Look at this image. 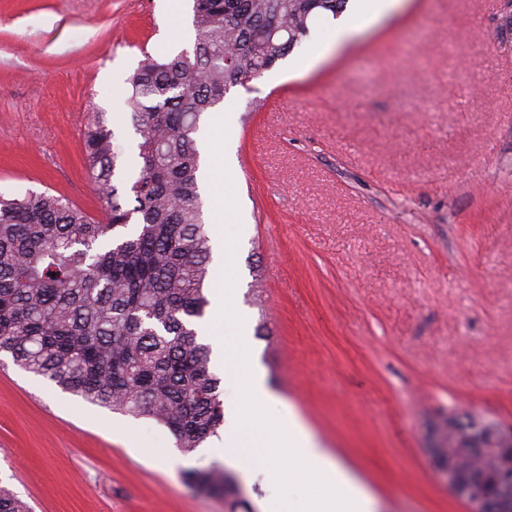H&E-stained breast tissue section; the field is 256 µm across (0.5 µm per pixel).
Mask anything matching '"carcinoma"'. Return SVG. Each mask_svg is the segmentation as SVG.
<instances>
[{
    "instance_id": "obj_1",
    "label": "carcinoma",
    "mask_w": 512,
    "mask_h": 512,
    "mask_svg": "<svg viewBox=\"0 0 512 512\" xmlns=\"http://www.w3.org/2000/svg\"><path fill=\"white\" fill-rule=\"evenodd\" d=\"M193 52L148 58L127 79L136 162L118 160L106 113L83 137L107 202L100 222L61 195L0 194V353L116 413L151 416L192 452L224 426V388L195 322L209 300L198 134L204 114L247 87L349 0H192ZM200 490L234 500L214 464ZM0 512H29L0 488Z\"/></svg>"
}]
</instances>
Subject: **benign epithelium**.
I'll return each mask as SVG.
<instances>
[{
  "label": "benign epithelium",
  "instance_id": "1",
  "mask_svg": "<svg viewBox=\"0 0 512 512\" xmlns=\"http://www.w3.org/2000/svg\"><path fill=\"white\" fill-rule=\"evenodd\" d=\"M477 446L485 470L496 473L493 482L481 475L464 476L451 452L453 448L469 452ZM429 451L440 482L467 501L471 512H512V428L506 431L489 421L462 426L452 421L431 437Z\"/></svg>",
  "mask_w": 512,
  "mask_h": 512
}]
</instances>
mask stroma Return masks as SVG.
<instances>
[{"mask_svg": "<svg viewBox=\"0 0 512 512\" xmlns=\"http://www.w3.org/2000/svg\"><path fill=\"white\" fill-rule=\"evenodd\" d=\"M309 35L206 113L226 119L236 303L268 388L374 499L468 512L427 448L445 417L512 424V0H402L338 49ZM191 0H0V192L94 218L93 108L136 153L127 77L192 50ZM170 427L0 355V487L34 512H227Z\"/></svg>", "mask_w": 512, "mask_h": 512, "instance_id": "1", "label": "stroma"}]
</instances>
